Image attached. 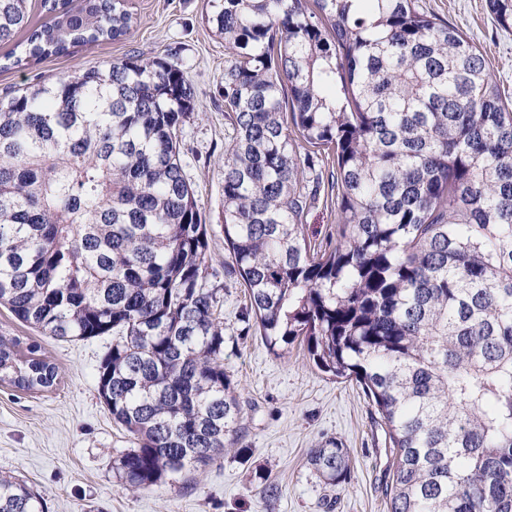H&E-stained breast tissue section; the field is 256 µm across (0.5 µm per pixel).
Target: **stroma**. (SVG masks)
I'll return each instance as SVG.
<instances>
[{
  "label": "stroma",
  "mask_w": 512,
  "mask_h": 512,
  "mask_svg": "<svg viewBox=\"0 0 512 512\" xmlns=\"http://www.w3.org/2000/svg\"><path fill=\"white\" fill-rule=\"evenodd\" d=\"M207 0H126L132 27L119 40L71 48L13 66L26 33L0 46V96L25 86L132 56L158 57L183 70L195 114L181 134L185 173L208 230L207 261L223 288L224 367L244 408V447L225 453L188 483L166 482L132 493L112 472L129 447L97 387L108 336L57 341L0 306V336L38 344L53 363V387L0 385V473L27 481L48 512H387L392 458L387 428L355 381L319 371L306 350H272L242 321L244 290L224 272V40L205 21ZM424 11L474 40L512 96V31L497 25L487 0H420ZM336 438L349 451L350 480L328 488L307 463L310 448Z\"/></svg>",
  "instance_id": "stroma-1"
}]
</instances>
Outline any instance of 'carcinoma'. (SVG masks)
<instances>
[{
    "mask_svg": "<svg viewBox=\"0 0 512 512\" xmlns=\"http://www.w3.org/2000/svg\"><path fill=\"white\" fill-rule=\"evenodd\" d=\"M0 0V45L29 27ZM512 29V0H488ZM28 57L116 40L124 0H45ZM224 38V269L273 350L300 339L354 380L392 445L389 512H512V102L490 64L419 0H208ZM184 72L159 58L87 68L0 97V305L44 336L112 337L98 393L132 447L136 491L241 447L207 228L180 133ZM336 243L303 218L330 165ZM54 364L0 338V385ZM308 463L351 476L330 439ZM0 512H45L0 474Z\"/></svg>",
    "mask_w": 512,
    "mask_h": 512,
    "instance_id": "1",
    "label": "carcinoma"
}]
</instances>
